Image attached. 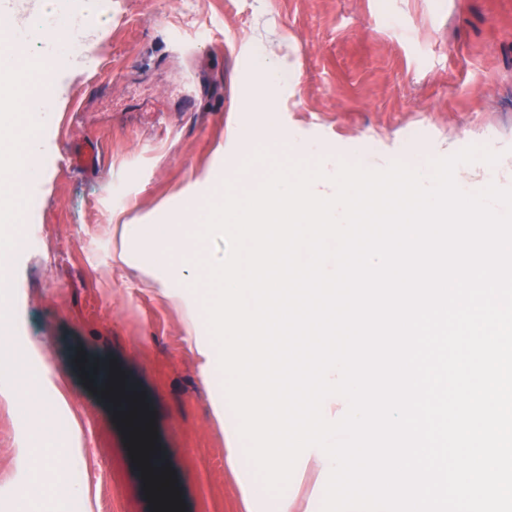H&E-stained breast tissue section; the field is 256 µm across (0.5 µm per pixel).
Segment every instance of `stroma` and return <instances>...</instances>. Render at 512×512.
<instances>
[{
	"instance_id": "1",
	"label": "stroma",
	"mask_w": 512,
	"mask_h": 512,
	"mask_svg": "<svg viewBox=\"0 0 512 512\" xmlns=\"http://www.w3.org/2000/svg\"><path fill=\"white\" fill-rule=\"evenodd\" d=\"M90 27L91 50L58 58L44 176L23 186L38 201L27 223L42 246L0 263L13 336L0 342V512L31 508L16 489L37 425L1 394L15 345L31 342L68 400L56 421L83 489L44 512H153L101 368L153 419L185 512H243L181 315L118 261L113 215L152 224L172 208L206 209L220 196L201 179L244 182L243 164L261 149L307 163L333 153L369 169L424 166L470 145L512 160V0H112ZM257 56L282 78L274 127L241 140L236 122L261 118L247 109L260 92ZM297 142L313 152H295ZM90 144L104 167L76 166Z\"/></svg>"
}]
</instances>
